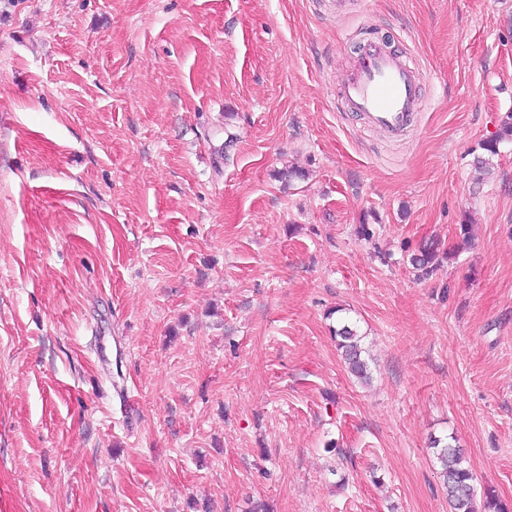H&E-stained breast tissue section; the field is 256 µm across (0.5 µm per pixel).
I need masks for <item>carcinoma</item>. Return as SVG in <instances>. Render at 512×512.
<instances>
[{
	"label": "carcinoma",
	"mask_w": 512,
	"mask_h": 512,
	"mask_svg": "<svg viewBox=\"0 0 512 512\" xmlns=\"http://www.w3.org/2000/svg\"><path fill=\"white\" fill-rule=\"evenodd\" d=\"M512 141V114L503 120L495 137L480 145L482 153L474 157V168L480 173L488 171L489 159L486 155L498 154L500 142ZM437 256V244L433 241L423 244L417 253L411 255L410 263L420 275L432 272ZM338 346L343 350L345 363L349 371L359 379L368 378V365L361 357L357 331L349 324L342 325L335 331ZM436 459L440 465V477L448 495L450 512H512V503L505 502L497 496L486 493L482 505H477L475 476L472 469L464 464L460 449L453 448L439 440L433 441Z\"/></svg>",
	"instance_id": "obj_1"
}]
</instances>
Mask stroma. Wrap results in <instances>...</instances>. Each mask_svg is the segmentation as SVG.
I'll return each mask as SVG.
<instances>
[{
    "instance_id": "stroma-1",
    "label": "stroma",
    "mask_w": 512,
    "mask_h": 512,
    "mask_svg": "<svg viewBox=\"0 0 512 512\" xmlns=\"http://www.w3.org/2000/svg\"><path fill=\"white\" fill-rule=\"evenodd\" d=\"M510 113L512 0H0V512H449L437 439L512 502ZM423 80L414 62L401 60L370 41L362 47L354 69L341 80L336 98L348 111L359 113L371 129L400 138L416 124ZM437 245L434 241L426 242L417 253L411 255L410 263L420 272L419 276H428L432 272L437 256ZM338 346L343 350L345 363L349 371L357 378L366 380L368 378V365L361 357L362 350L359 344L357 331L348 323L343 324L335 331Z\"/></svg>"
}]
</instances>
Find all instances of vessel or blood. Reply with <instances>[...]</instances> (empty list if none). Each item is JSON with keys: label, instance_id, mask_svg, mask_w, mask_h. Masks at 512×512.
Segmentation results:
<instances>
[{"label": "vessel or blood", "instance_id": "b4317fda", "mask_svg": "<svg viewBox=\"0 0 512 512\" xmlns=\"http://www.w3.org/2000/svg\"><path fill=\"white\" fill-rule=\"evenodd\" d=\"M423 80L415 63L370 41L362 47L354 69L343 77L336 98L348 111L359 113L371 129L400 138L416 124Z\"/></svg>", "mask_w": 512, "mask_h": 512}]
</instances>
